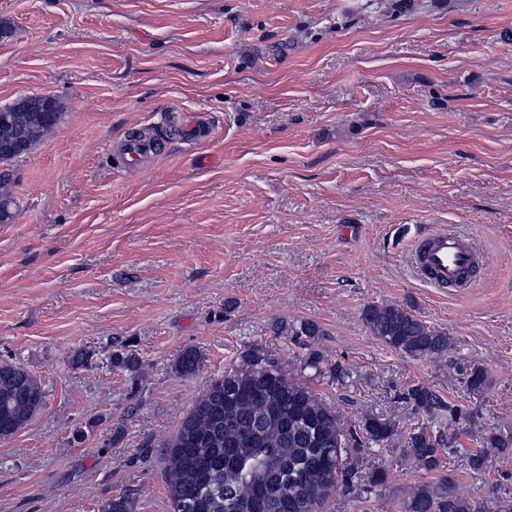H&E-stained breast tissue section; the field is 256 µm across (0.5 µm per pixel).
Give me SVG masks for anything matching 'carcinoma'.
<instances>
[{
	"mask_svg": "<svg viewBox=\"0 0 512 512\" xmlns=\"http://www.w3.org/2000/svg\"><path fill=\"white\" fill-rule=\"evenodd\" d=\"M62 112L42 119L26 112H0V140L22 136L34 145L54 129ZM10 175H0V222L12 220L16 200ZM362 321L370 332L397 352L415 360H435L448 354V335L431 327L399 305L372 304L363 309ZM276 334L320 335L318 325L303 320L280 324ZM323 359L311 353L303 367L336 381L347 376L336 364L321 367ZM201 365L195 349L184 350L175 371L188 376ZM461 375L466 392L479 395L488 382L478 365ZM42 384L24 367L0 363V439L25 427L45 404ZM406 399L432 417L448 411V429L425 424L410 429L404 455L417 468L436 472L432 482L412 488L404 512H512V500L495 507L480 504L458 491L454 478L444 472L440 449L455 443V430L473 418L444 404L423 384L407 389ZM400 435L391 418L367 415L342 423L336 410L315 391L272 361L261 347H253L238 364L215 380L193 405L166 446L165 477L173 512H254L259 489H264L263 512H322L339 489L350 492L364 484L386 483V473L359 472L353 452L361 446H382ZM512 452V434L489 430L482 436V451L469 456L471 470L481 471L491 453Z\"/></svg>",
	"mask_w": 512,
	"mask_h": 512,
	"instance_id": "1",
	"label": "carcinoma"
}]
</instances>
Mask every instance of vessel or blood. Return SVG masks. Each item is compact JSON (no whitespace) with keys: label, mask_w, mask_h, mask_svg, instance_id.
<instances>
[{"label":"vessel or blood","mask_w":512,"mask_h":512,"mask_svg":"<svg viewBox=\"0 0 512 512\" xmlns=\"http://www.w3.org/2000/svg\"><path fill=\"white\" fill-rule=\"evenodd\" d=\"M158 151V142L130 139L120 148V162L125 168H136L155 157ZM409 262L420 281L447 289L457 287L463 278L473 277L482 262V254L471 233L445 227L419 240Z\"/></svg>","instance_id":"1"}]
</instances>
